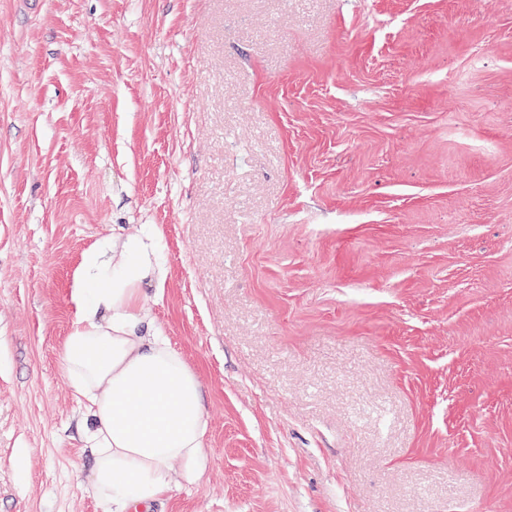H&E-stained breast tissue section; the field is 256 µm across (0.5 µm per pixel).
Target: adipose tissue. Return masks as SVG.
I'll list each match as a JSON object with an SVG mask.
<instances>
[{
	"instance_id": "obj_1",
	"label": "adipose tissue",
	"mask_w": 512,
	"mask_h": 512,
	"mask_svg": "<svg viewBox=\"0 0 512 512\" xmlns=\"http://www.w3.org/2000/svg\"><path fill=\"white\" fill-rule=\"evenodd\" d=\"M167 277L153 224L99 239L73 274L60 370L88 411L89 483L102 512H150L208 469L200 379L146 302V288L163 292Z\"/></svg>"
}]
</instances>
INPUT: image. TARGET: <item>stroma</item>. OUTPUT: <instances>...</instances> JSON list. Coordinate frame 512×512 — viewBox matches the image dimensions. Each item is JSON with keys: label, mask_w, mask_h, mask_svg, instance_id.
Listing matches in <instances>:
<instances>
[{"label": "stroma", "mask_w": 512, "mask_h": 512, "mask_svg": "<svg viewBox=\"0 0 512 512\" xmlns=\"http://www.w3.org/2000/svg\"><path fill=\"white\" fill-rule=\"evenodd\" d=\"M144 224L210 420L151 512H512V0H0V512H99L69 288Z\"/></svg>", "instance_id": "obj_1"}]
</instances>
